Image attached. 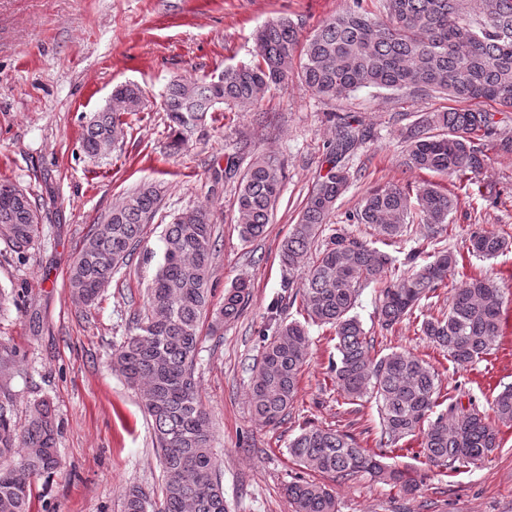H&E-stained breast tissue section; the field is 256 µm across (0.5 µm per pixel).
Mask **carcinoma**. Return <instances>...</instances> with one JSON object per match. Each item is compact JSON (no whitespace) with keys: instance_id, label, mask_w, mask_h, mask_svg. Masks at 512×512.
I'll list each match as a JSON object with an SVG mask.
<instances>
[{"instance_id":"obj_1","label":"carcinoma","mask_w":512,"mask_h":512,"mask_svg":"<svg viewBox=\"0 0 512 512\" xmlns=\"http://www.w3.org/2000/svg\"><path fill=\"white\" fill-rule=\"evenodd\" d=\"M377 2L385 19L358 2L323 20L303 40L290 20L273 19L255 33L257 61L228 66L202 82L172 81L163 105L176 128L173 149L179 151L188 143L216 105L254 106L267 91L296 74L323 97L376 88L438 91L460 103L403 128L405 164L416 170L471 181L484 169L485 146L512 152V137L501 132L495 113L481 107L493 102L512 109V0ZM142 106L138 86H117L112 104L87 120L81 150L89 155L107 150L122 134L121 116ZM335 128L330 167L313 185L299 222L280 246L281 265L303 274L297 295L304 321L278 324L263 345L249 387L251 411L266 426L285 420L307 362L308 327L327 326L336 336V360L330 366L336 390L351 402L375 401L379 447H395L420 432L427 461L456 472L500 446L499 425L512 426V386L490 403L492 419L475 408L451 403L432 421L441 392L438 373L409 353L376 354L374 338L352 310L361 288L385 283L378 315L388 331L447 286L458 260L443 238L458 199L432 183L416 189L414 204L409 188L398 184L366 192L350 220L373 229L383 245L402 237L410 224L428 226V234L414 241L401 266L388 251L338 228L324 248L312 252L336 201L350 187L349 169L342 160L369 137L367 129L348 117ZM284 180V165L263 155L243 173L236 217L243 239L264 235ZM160 202L161 188L144 185L95 226L68 274L72 295L86 307L97 303L114 269L132 255ZM214 234L205 208L186 209L174 217L164 233L162 261L148 288L137 333L112 350V370L142 396L162 467L161 501L130 485L123 492V512H227L213 453L214 424L201 399L195 362L204 321H210L215 331L237 319L250 301L251 286L240 279L224 290L222 305L212 304ZM38 236L37 209L30 198L13 183L0 182V240L20 258ZM470 243L472 252L486 259L509 247L505 237L490 230L473 232ZM502 304L503 293L494 279L470 277L456 284L448 313L423 320L420 330L454 363L482 361L499 336ZM18 363L17 349L0 342V512H30L34 479L50 478L61 468L58 425L50 402L33 404L22 424L14 420L16 402L8 380ZM288 454L303 469L335 481L368 474L405 493L418 487L412 472L384 463L383 454L332 428L302 429L288 443ZM284 491L295 512H338L336 497L324 483L300 478L285 485Z\"/></svg>"}]
</instances>
